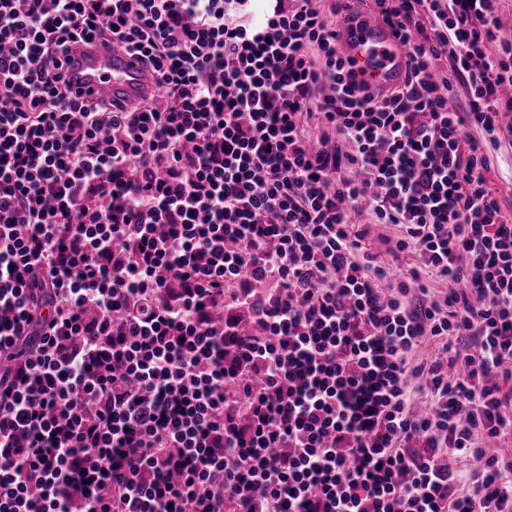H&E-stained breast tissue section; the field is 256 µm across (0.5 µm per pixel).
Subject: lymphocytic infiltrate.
Returning a JSON list of instances; mask_svg holds the SVG:
<instances>
[{
	"label": "lymphocytic infiltrate",
	"mask_w": 512,
	"mask_h": 512,
	"mask_svg": "<svg viewBox=\"0 0 512 512\" xmlns=\"http://www.w3.org/2000/svg\"><path fill=\"white\" fill-rule=\"evenodd\" d=\"M373 2L384 94L341 0H0V512H512V41L491 0ZM91 41L155 95L72 94ZM343 1L337 48L351 60L357 78L376 92L402 83L408 72L410 52L398 31L378 17L362 14L354 6L357 0ZM490 157V168L486 174L488 185L499 198L506 217L512 216V147L505 145Z\"/></svg>",
	"instance_id": "lymphocytic-infiltrate-1"
}]
</instances>
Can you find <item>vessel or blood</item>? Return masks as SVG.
I'll list each match as a JSON object with an SVG mask.
<instances>
[{"instance_id": "1", "label": "vessel or blood", "mask_w": 512, "mask_h": 512, "mask_svg": "<svg viewBox=\"0 0 512 512\" xmlns=\"http://www.w3.org/2000/svg\"><path fill=\"white\" fill-rule=\"evenodd\" d=\"M355 3L343 2L337 48L351 60L358 79L382 92L404 81L410 52L394 27L361 14ZM70 56L74 65L68 74L83 98L131 102L156 89L152 72L137 57L100 45L71 47Z\"/></svg>"}]
</instances>
